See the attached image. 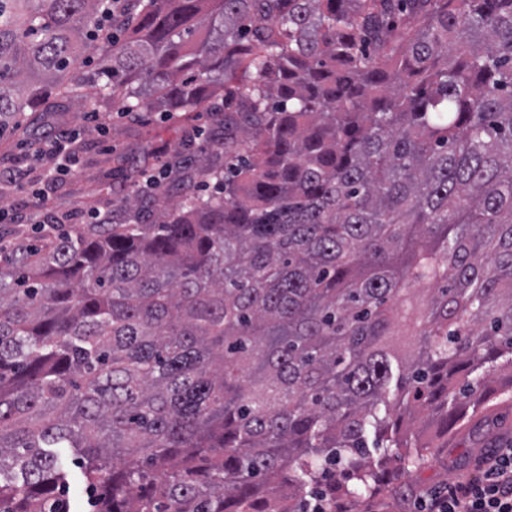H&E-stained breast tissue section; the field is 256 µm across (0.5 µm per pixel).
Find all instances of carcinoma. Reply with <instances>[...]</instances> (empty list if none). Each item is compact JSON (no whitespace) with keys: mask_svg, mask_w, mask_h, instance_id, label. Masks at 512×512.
Masks as SVG:
<instances>
[{"mask_svg":"<svg viewBox=\"0 0 512 512\" xmlns=\"http://www.w3.org/2000/svg\"><path fill=\"white\" fill-rule=\"evenodd\" d=\"M71 103L217 136L0 266V512L333 505L512 370V0H0V137ZM56 451L69 470V481L61 492V497L67 503L66 510L69 512H91L93 508L88 505L86 484L81 470L75 465L78 453L75 448H56Z\"/></svg>","mask_w":512,"mask_h":512,"instance_id":"cac0c4a2","label":"carcinoma"}]
</instances>
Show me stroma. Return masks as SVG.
I'll return each instance as SVG.
<instances>
[{"mask_svg":"<svg viewBox=\"0 0 512 512\" xmlns=\"http://www.w3.org/2000/svg\"><path fill=\"white\" fill-rule=\"evenodd\" d=\"M181 123L162 113L140 117L113 112L105 129L86 119L82 107L72 104L62 121L54 123V134L78 133L85 149L72 169L56 180L43 177L44 167L32 145L17 138H0V169L16 167L22 172L24 190H12L0 203V236L20 234L30 243L41 244L39 227L16 224L12 215L52 213L70 216L72 224L87 221L95 212H110L113 200L128 190V170L159 172L167 155L181 143ZM124 166L115 164V157ZM496 398L490 407L476 408L471 420L433 449L418 471L397 460L384 466L385 485L375 494L357 493L347 501L350 512H418V499L435 489L476 477L481 457L490 450L512 445V376L497 372L492 383Z\"/></svg>","mask_w":512,"mask_h":512,"instance_id":"1","label":"stroma"}]
</instances>
